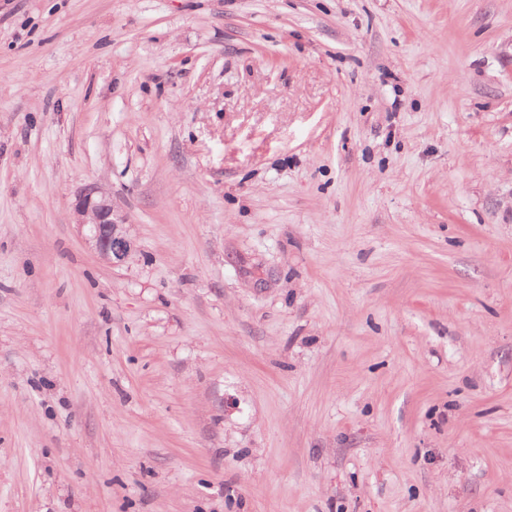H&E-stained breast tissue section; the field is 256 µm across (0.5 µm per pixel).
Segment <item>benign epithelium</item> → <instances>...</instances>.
I'll list each match as a JSON object with an SVG mask.
<instances>
[{"mask_svg":"<svg viewBox=\"0 0 512 512\" xmlns=\"http://www.w3.org/2000/svg\"><path fill=\"white\" fill-rule=\"evenodd\" d=\"M76 224L87 230L86 240L106 261L119 264L133 252L126 218L112 204V198L99 186L88 185L77 194L74 204Z\"/></svg>","mask_w":512,"mask_h":512,"instance_id":"benign-epithelium-1","label":"benign epithelium"}]
</instances>
